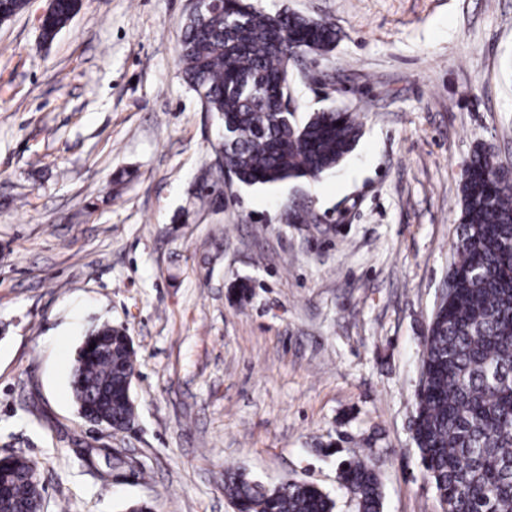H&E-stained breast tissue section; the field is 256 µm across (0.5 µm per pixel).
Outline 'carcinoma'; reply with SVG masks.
I'll use <instances>...</instances> for the list:
<instances>
[{"mask_svg": "<svg viewBox=\"0 0 512 512\" xmlns=\"http://www.w3.org/2000/svg\"><path fill=\"white\" fill-rule=\"evenodd\" d=\"M81 8L80 0H53L42 29L51 42ZM327 22L286 11L267 13L250 0H224L183 27V76L224 129V170L246 185L317 181L354 149L358 123L345 109L316 112L299 123L280 109L277 91L292 48L316 57L336 43ZM485 150L473 153L462 179L456 260L448 270L453 292L429 324L421 367L426 385L417 394L414 440L427 477L449 512H512V183ZM112 337V355L79 352L74 398L100 402L116 428L131 421L124 383L136 358L124 330L94 328ZM36 464L13 456L0 469L12 496L0 512L22 504L37 508ZM358 512H381L378 472L364 454L339 463ZM224 496L237 512H334L336 503L316 485L289 479L262 485L239 470L224 471Z\"/></svg>", "mask_w": 512, "mask_h": 512, "instance_id": "cac0c4a2", "label": "carcinoma"}]
</instances>
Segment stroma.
Returning a JSON list of instances; mask_svg holds the SVG:
<instances>
[{"mask_svg": "<svg viewBox=\"0 0 512 512\" xmlns=\"http://www.w3.org/2000/svg\"><path fill=\"white\" fill-rule=\"evenodd\" d=\"M47 2L0 23V456L36 462L44 512H234L228 468L355 512L337 466L370 452L383 512H441L411 430L420 355L464 165L512 167V0H253L335 26L291 108L363 134L319 182L223 181L204 204L218 129L183 78L191 0H82L49 44ZM104 322L138 359L123 432L71 387Z\"/></svg>", "mask_w": 512, "mask_h": 512, "instance_id": "35a3bbf8", "label": "stroma"}]
</instances>
